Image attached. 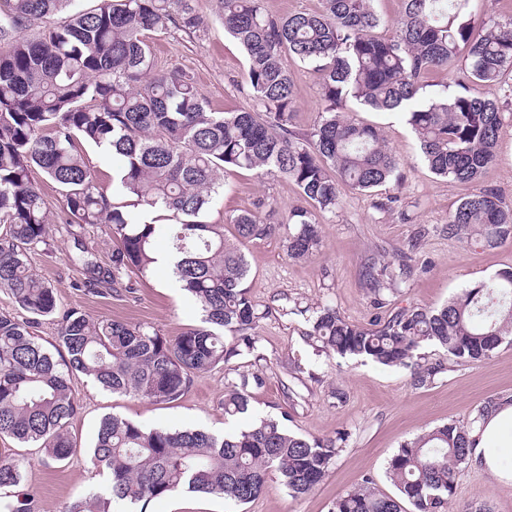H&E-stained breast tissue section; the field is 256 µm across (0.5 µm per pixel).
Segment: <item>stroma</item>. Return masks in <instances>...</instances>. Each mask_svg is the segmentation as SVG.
<instances>
[{
  "mask_svg": "<svg viewBox=\"0 0 512 512\" xmlns=\"http://www.w3.org/2000/svg\"><path fill=\"white\" fill-rule=\"evenodd\" d=\"M195 7L204 20L196 32L150 34L159 65L193 75L200 95L216 111L253 108L244 54L224 31L219 0H195ZM284 62L295 83L293 129L304 133L322 111L319 77L294 57H285ZM353 115L378 124L401 158L400 186L387 194L344 193L336 214L320 223L321 248L313 260L289 259L277 236L245 244V287L263 317L254 351L237 359L235 367L221 364L195 375L184 395L171 404H149L104 390L87 377L76 378L74 390L82 410L69 424L76 451L62 464L38 448L0 438V453L25 462V484L36 501V512H68L81 497L108 494L110 475L94 467L89 456L103 417L115 414L146 427L223 433L224 391L239 368L265 379L252 394V414L288 411L289 428L311 440L348 432L345 448L323 481L309 493L294 495L273 473L264 491L242 508L216 496L176 494L134 505L117 499L112 512H330L337 496L368 477L379 491L395 494L385 467L402 442L444 423L467 422L479 409L512 403V341L503 342L485 361L452 365L420 388L402 368L315 354L306 336L309 325L304 316L293 314V307L329 306L353 323H370L380 314L362 284L361 271L370 258L387 260L412 240L420 242L410 275L397 282L395 292L384 295L390 309L440 306L459 289L512 268V241L486 248L448 237L443 230L459 203L484 189H495L512 205V103L503 107L497 158L472 183L433 174L420 159L415 135L399 116L380 118L358 109ZM261 199L275 208L280 220L296 204L298 189L281 175L262 176L246 169L227 173L223 193L207 220L223 225L225 237L233 238L229 216L254 210ZM70 250V241L61 233L52 254L31 256L33 267L56 286L59 311L141 324L168 337L198 324L197 305L176 286L166 267H158L135 293L100 298L80 289L82 275L69 259ZM297 362L310 369V376L293 378L291 367ZM338 390L343 399L335 398ZM478 502L487 503L490 512H512V483L462 464L450 512H462L465 505Z\"/></svg>",
  "mask_w": 512,
  "mask_h": 512,
  "instance_id": "obj_1",
  "label": "stroma"
}]
</instances>
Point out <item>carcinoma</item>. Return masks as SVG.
<instances>
[{
  "instance_id": "carcinoma-1",
  "label": "carcinoma",
  "mask_w": 512,
  "mask_h": 512,
  "mask_svg": "<svg viewBox=\"0 0 512 512\" xmlns=\"http://www.w3.org/2000/svg\"><path fill=\"white\" fill-rule=\"evenodd\" d=\"M76 0H0V291L29 314L0 313V437L42 448L65 462L75 446L68 423L79 409L72 386L82 374L105 390L151 404L179 400L192 376L254 350L263 314L243 287L249 265L241 245L279 229L251 212L224 225L201 220L236 169L280 174L293 181L301 203L289 209L288 257L306 261L320 246L319 218L336 214L342 191L371 193L399 183L401 159L379 128L343 111L352 101L367 112H398L419 141L422 162L435 175L478 180L497 156L499 102L471 91L512 74V17L475 22L470 0H403L394 35L381 37L373 0H322L316 12L268 13L262 0H221L224 31L242 46L256 109L215 112L194 77L161 69L148 33H193L203 24L194 0H101L94 9ZM71 9L66 20L38 37L22 32ZM320 76L322 112L309 132L291 130L295 85L284 53ZM448 70L454 90L424 96L425 79ZM118 162L112 188L102 186L79 145ZM38 170L62 201L61 230L71 260L82 266L81 287L99 297L136 290L154 270L157 244L179 257L173 275L202 311V324L169 338L140 324L60 315L58 340L48 349L33 328L57 315L56 287L37 273L30 253L53 251L50 212L31 180ZM132 198L131 209L113 197ZM163 211L173 222L148 215ZM108 224L115 244L98 262L88 228ZM448 237L493 247L512 239V207L485 190L461 201L448 217ZM396 252L365 267L367 290L383 292L410 269ZM306 336L341 358H361L410 370L426 386L445 362L490 358L512 335V270L461 289L437 308H399L367 325L329 306L307 317ZM434 345L445 360L424 361ZM264 384L239 371L224 392V418L248 413L250 393ZM464 426L450 422L400 445L386 477L398 496L379 493L367 478L336 498L332 512H447L458 467L474 447ZM348 433L308 440L272 417H255L222 435L193 429L145 428L112 415L100 421L92 461L111 475L109 495L92 493L69 512H111L112 499L147 502L184 491L217 495L236 506L254 501L275 470L294 494L313 490L343 450ZM23 463L0 458L4 512H33L20 497Z\"/></svg>"
}]
</instances>
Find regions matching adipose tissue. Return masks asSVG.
<instances>
[{
  "instance_id": "obj_1",
  "label": "adipose tissue",
  "mask_w": 512,
  "mask_h": 512,
  "mask_svg": "<svg viewBox=\"0 0 512 512\" xmlns=\"http://www.w3.org/2000/svg\"><path fill=\"white\" fill-rule=\"evenodd\" d=\"M471 437L474 447L469 456L470 463L499 472L501 458L507 454L512 456V404L497 405L485 426L475 427Z\"/></svg>"
}]
</instances>
